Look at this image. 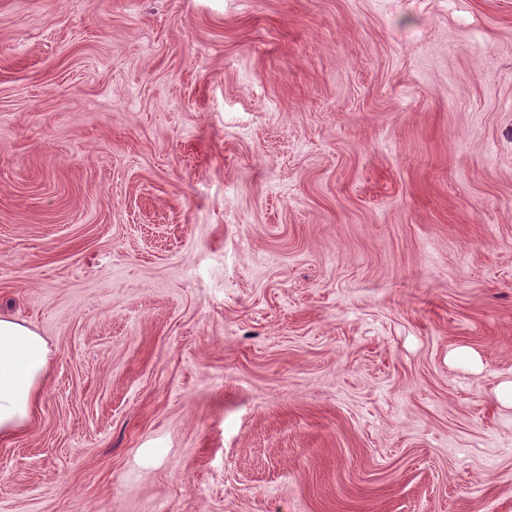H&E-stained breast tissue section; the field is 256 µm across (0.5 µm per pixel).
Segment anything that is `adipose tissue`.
I'll return each mask as SVG.
<instances>
[{"label":"adipose tissue","instance_id":"1","mask_svg":"<svg viewBox=\"0 0 512 512\" xmlns=\"http://www.w3.org/2000/svg\"><path fill=\"white\" fill-rule=\"evenodd\" d=\"M48 343L34 328L0 315V439L22 433L50 375Z\"/></svg>","mask_w":512,"mask_h":512}]
</instances>
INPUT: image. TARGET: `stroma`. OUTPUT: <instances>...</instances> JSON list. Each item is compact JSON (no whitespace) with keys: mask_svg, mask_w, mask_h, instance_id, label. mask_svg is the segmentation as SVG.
<instances>
[{"mask_svg":"<svg viewBox=\"0 0 512 512\" xmlns=\"http://www.w3.org/2000/svg\"><path fill=\"white\" fill-rule=\"evenodd\" d=\"M0 512H512V0H0ZM48 343L34 328L0 315V439L33 420L50 375Z\"/></svg>","mask_w":512,"mask_h":512,"instance_id":"35a3bbf8","label":"stroma"}]
</instances>
